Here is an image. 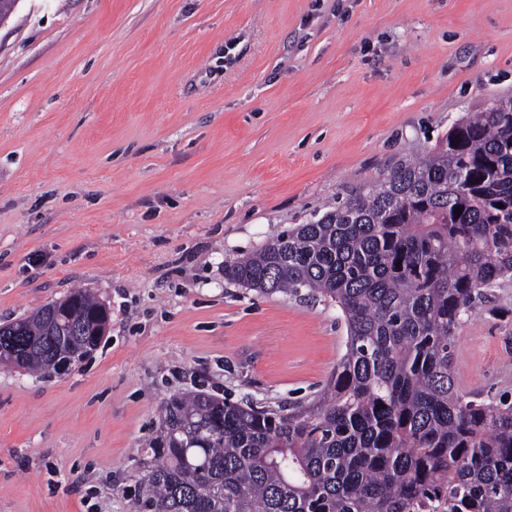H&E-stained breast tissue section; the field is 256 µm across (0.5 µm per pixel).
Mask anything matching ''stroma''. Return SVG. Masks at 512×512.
<instances>
[{
  "mask_svg": "<svg viewBox=\"0 0 512 512\" xmlns=\"http://www.w3.org/2000/svg\"><path fill=\"white\" fill-rule=\"evenodd\" d=\"M512 96V0H20L0 26V324L110 310L61 376L0 366V512H139L175 393L288 406L336 304L224 263ZM459 392L512 398V279L457 329Z\"/></svg>",
  "mask_w": 512,
  "mask_h": 512,
  "instance_id": "1",
  "label": "stroma"
}]
</instances>
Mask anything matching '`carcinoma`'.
<instances>
[{
    "label": "carcinoma",
    "mask_w": 512,
    "mask_h": 512,
    "mask_svg": "<svg viewBox=\"0 0 512 512\" xmlns=\"http://www.w3.org/2000/svg\"><path fill=\"white\" fill-rule=\"evenodd\" d=\"M224 277L336 304L346 352L320 397L286 411L171 395L140 508L512 512V403L466 399L451 371L457 328L512 278V97L457 121L423 160L224 261ZM108 320L74 290L1 325L0 354L43 373L97 349Z\"/></svg>",
    "instance_id": "1"
}]
</instances>
